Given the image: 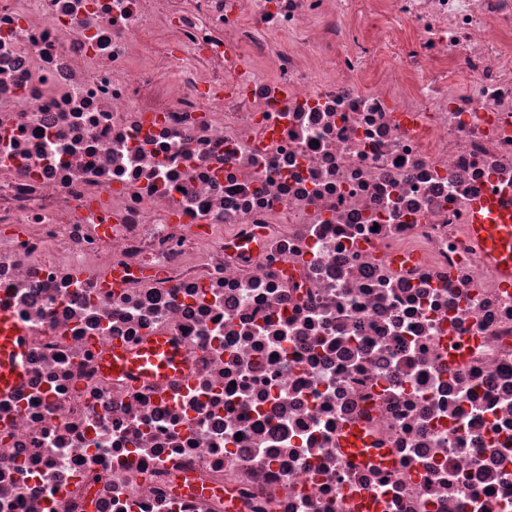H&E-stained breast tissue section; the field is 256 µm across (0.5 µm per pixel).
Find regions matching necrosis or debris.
<instances>
[{
	"label": "necrosis or debris",
	"instance_id": "1",
	"mask_svg": "<svg viewBox=\"0 0 512 512\" xmlns=\"http://www.w3.org/2000/svg\"><path fill=\"white\" fill-rule=\"evenodd\" d=\"M492 195L512 0H0V512H512ZM471 234L484 261L499 276L512 281V211L487 202L475 208ZM23 329L9 306L0 301V392H8L19 381L22 373L18 357L23 355ZM183 363L181 352L165 338H155L136 353L114 346L105 360L112 373L150 378L175 374L183 369Z\"/></svg>",
	"mask_w": 512,
	"mask_h": 512
}]
</instances>
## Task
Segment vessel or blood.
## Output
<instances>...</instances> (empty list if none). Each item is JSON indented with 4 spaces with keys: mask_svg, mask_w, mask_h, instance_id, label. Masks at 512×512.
I'll return each mask as SVG.
<instances>
[{
    "mask_svg": "<svg viewBox=\"0 0 512 512\" xmlns=\"http://www.w3.org/2000/svg\"><path fill=\"white\" fill-rule=\"evenodd\" d=\"M471 234L484 261L502 279L512 281V211L499 209L491 202L481 204L474 211ZM24 336L9 306L0 301L1 393L10 391L21 377L18 358L24 351ZM105 365L115 373L154 378L181 371L183 357L166 339L157 338L135 353L122 347L113 348Z\"/></svg>",
    "mask_w": 512,
    "mask_h": 512,
    "instance_id": "1",
    "label": "vessel or blood"
}]
</instances>
